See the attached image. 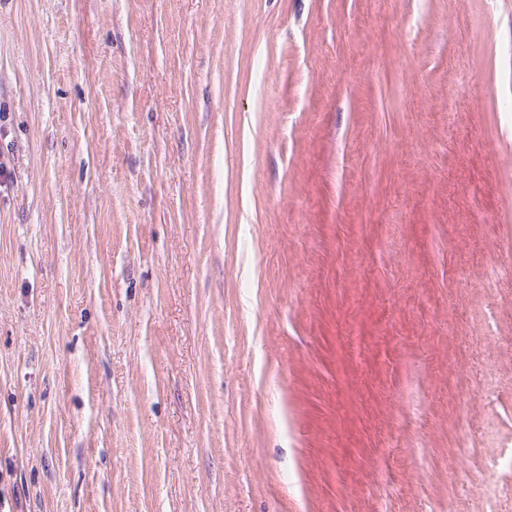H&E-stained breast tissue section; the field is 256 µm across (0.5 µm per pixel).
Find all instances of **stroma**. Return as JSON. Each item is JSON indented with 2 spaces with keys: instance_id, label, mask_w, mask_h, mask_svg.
<instances>
[{
  "instance_id": "stroma-1",
  "label": "stroma",
  "mask_w": 512,
  "mask_h": 512,
  "mask_svg": "<svg viewBox=\"0 0 512 512\" xmlns=\"http://www.w3.org/2000/svg\"><path fill=\"white\" fill-rule=\"evenodd\" d=\"M0 163V512H512V0H0Z\"/></svg>"
}]
</instances>
